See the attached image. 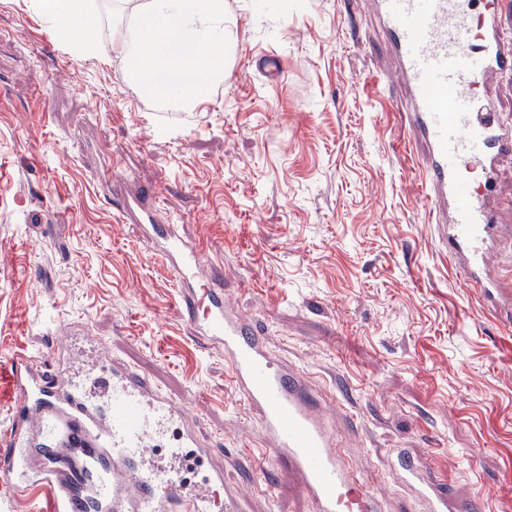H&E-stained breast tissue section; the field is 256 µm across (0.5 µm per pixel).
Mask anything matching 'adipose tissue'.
Wrapping results in <instances>:
<instances>
[{"label": "adipose tissue", "instance_id": "1", "mask_svg": "<svg viewBox=\"0 0 512 512\" xmlns=\"http://www.w3.org/2000/svg\"><path fill=\"white\" fill-rule=\"evenodd\" d=\"M52 31L82 55L103 47L97 30L109 16V45L128 61L126 79L164 105L194 107L227 79L224 55L234 36L224 0H41Z\"/></svg>", "mask_w": 512, "mask_h": 512}]
</instances>
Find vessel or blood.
I'll use <instances>...</instances> for the list:
<instances>
[{"instance_id": "b4317fda", "label": "vessel or blood", "mask_w": 512, "mask_h": 512, "mask_svg": "<svg viewBox=\"0 0 512 512\" xmlns=\"http://www.w3.org/2000/svg\"><path fill=\"white\" fill-rule=\"evenodd\" d=\"M390 39L394 80L407 95V136L421 142L429 214L459 277L487 308L512 317V282L490 240L501 233L494 199L500 161L512 157V125L488 95L512 72V42L497 5L475 0H367ZM123 197L121 215L142 213L148 239L176 277L178 310L192 335L223 352L236 393L258 417L262 455L288 464L313 512H380L350 467L327 409L295 366L275 357L251 317L224 306V277L171 218ZM89 361L46 367L27 355L10 364L11 422L0 430V477L25 493L30 512H239L240 496L167 391L111 348L90 340ZM401 481L426 512H464L427 464L398 450ZM51 495V508L37 501Z\"/></svg>"}]
</instances>
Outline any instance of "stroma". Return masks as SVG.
<instances>
[{
	"mask_svg": "<svg viewBox=\"0 0 512 512\" xmlns=\"http://www.w3.org/2000/svg\"><path fill=\"white\" fill-rule=\"evenodd\" d=\"M224 10L229 78L166 112L120 55L59 52L29 0H0V360H48L90 330L192 410L242 512H311L261 457L223 354L180 318L172 272L115 209L98 178L111 166L125 192L157 195L222 265L230 306L335 399L382 512H424L399 448L474 512H512V322L458 277L428 220L376 15L363 0Z\"/></svg>",
	"mask_w": 512,
	"mask_h": 512,
	"instance_id": "obj_1",
	"label": "stroma"
}]
</instances>
